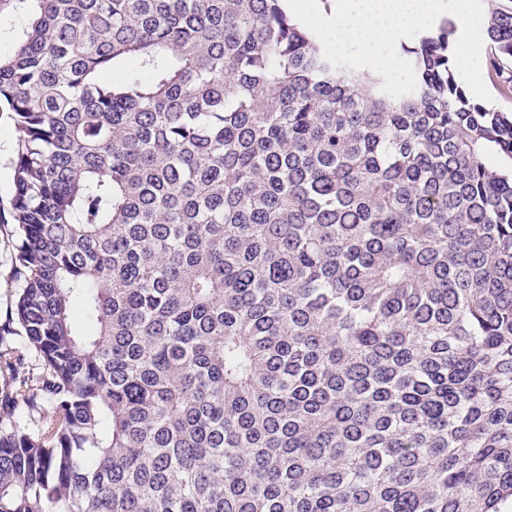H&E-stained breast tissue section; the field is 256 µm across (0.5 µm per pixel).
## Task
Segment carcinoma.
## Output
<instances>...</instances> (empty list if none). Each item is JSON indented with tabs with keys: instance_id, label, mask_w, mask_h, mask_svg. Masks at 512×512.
<instances>
[{
	"instance_id": "carcinoma-1",
	"label": "carcinoma",
	"mask_w": 512,
	"mask_h": 512,
	"mask_svg": "<svg viewBox=\"0 0 512 512\" xmlns=\"http://www.w3.org/2000/svg\"><path fill=\"white\" fill-rule=\"evenodd\" d=\"M0 512H506L512 115L286 0H16ZM483 26L512 93V0Z\"/></svg>"
}]
</instances>
